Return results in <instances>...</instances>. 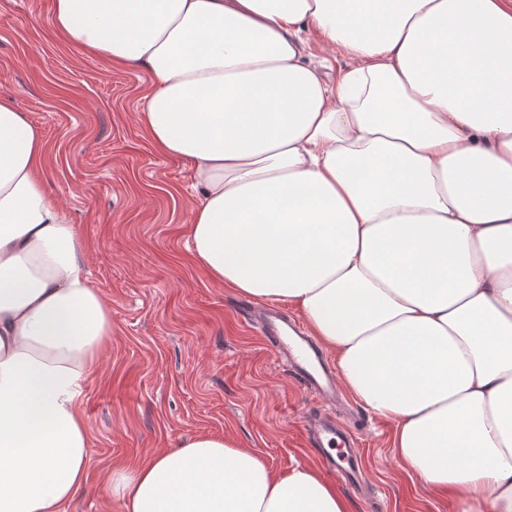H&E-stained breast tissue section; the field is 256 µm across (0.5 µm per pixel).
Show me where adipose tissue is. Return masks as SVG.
<instances>
[{"instance_id":"ef3b65f1","label":"adipose tissue","mask_w":512,"mask_h":512,"mask_svg":"<svg viewBox=\"0 0 512 512\" xmlns=\"http://www.w3.org/2000/svg\"><path fill=\"white\" fill-rule=\"evenodd\" d=\"M51 19L149 72L139 123L192 167L208 277L295 308L455 512H512V0H53ZM311 29L348 57L335 80ZM45 154L0 96V512H64L84 486L112 334ZM109 492L125 512H349L315 468L210 434ZM304 38L307 40L308 58L312 64L328 73L331 78L336 77V66L340 61H336V54L329 52L320 42L317 35L313 32H306Z\"/></svg>"}]
</instances>
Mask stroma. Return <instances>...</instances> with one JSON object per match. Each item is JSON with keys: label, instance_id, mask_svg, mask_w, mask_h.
<instances>
[{"label": "stroma", "instance_id": "35a3bbf8", "mask_svg": "<svg viewBox=\"0 0 512 512\" xmlns=\"http://www.w3.org/2000/svg\"><path fill=\"white\" fill-rule=\"evenodd\" d=\"M150 87L144 69L68 45L51 0H0V95L43 133L46 191L77 226L112 321L85 384L87 481L67 512H124L109 493L112 475L201 433L253 450L277 472L324 469L323 449L305 436L321 403L247 323L253 298L212 281L186 250L192 172L156 152L137 120ZM363 416L378 504L352 496L350 512H454L397 459L393 423Z\"/></svg>", "mask_w": 512, "mask_h": 512}]
</instances>
